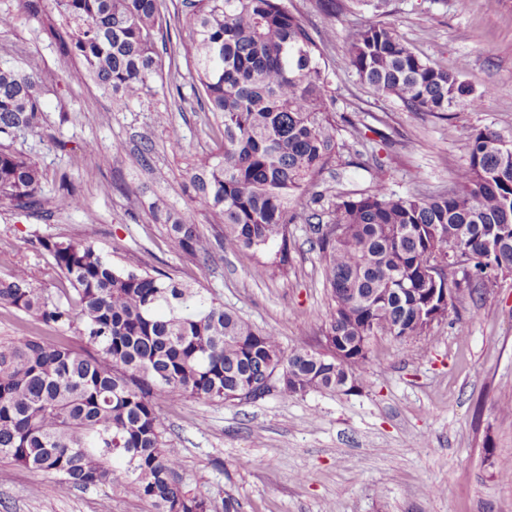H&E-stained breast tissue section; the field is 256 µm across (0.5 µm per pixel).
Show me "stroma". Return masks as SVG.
<instances>
[{"label": "stroma", "mask_w": 512, "mask_h": 512, "mask_svg": "<svg viewBox=\"0 0 512 512\" xmlns=\"http://www.w3.org/2000/svg\"><path fill=\"white\" fill-rule=\"evenodd\" d=\"M0 0L12 28L0 29V62L57 74L44 96L40 138L27 148L45 169V196L68 179L87 210L30 216L0 201V279L18 266L48 293L60 286L42 237L92 242L113 264L159 270L200 288L259 327H273L284 350L315 349L331 302L309 228L288 233L286 271L259 272L263 255L215 252L207 264L173 250L150 205L162 196L177 211L191 200L190 170L215 147L190 87L181 45L186 23L159 46L163 89L122 105L60 54L50 0ZM288 0L311 32L333 28L325 101L335 113L340 156L324 173L321 213L337 196L369 192L385 180L398 195L451 191L468 161L467 142L489 128L512 141V0ZM394 27L421 58L460 72L476 104L445 114L412 112L375 93L349 66L347 50L365 24ZM170 114L157 126L155 112ZM184 150L172 152L171 139ZM94 141L97 154L80 151ZM148 163H141L143 148ZM363 386L256 402L163 401L169 437L182 457L187 490L213 512L232 499L237 512H512V275L461 292L448 315L413 341L374 337ZM0 512H152L111 484L60 488L42 474L0 462Z\"/></svg>", "instance_id": "35a3bbf8"}]
</instances>
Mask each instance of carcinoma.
I'll use <instances>...</instances> for the list:
<instances>
[{"instance_id": "carcinoma-1", "label": "carcinoma", "mask_w": 512, "mask_h": 512, "mask_svg": "<svg viewBox=\"0 0 512 512\" xmlns=\"http://www.w3.org/2000/svg\"><path fill=\"white\" fill-rule=\"evenodd\" d=\"M75 58L104 92L125 103L157 92L156 51L168 25L161 0H50ZM173 16L190 28L185 57L192 89L216 150L190 182L191 207L152 211L171 247L206 260L224 251H287L288 229L305 224L321 254L332 304L323 336L340 354L285 352L278 332L257 327L198 288L160 272L115 267L94 245L39 240L60 278L56 298L22 267L0 280V307L29 318L26 336L0 338V459L47 474L58 487L117 481L152 512H212L182 486L181 456L168 438L166 399L235 402L234 393L273 373L284 400L344 392L365 371L370 338L424 335L426 288L460 290V264L447 259L437 282L430 259L458 255L482 283L512 273V144L490 129L471 134L457 189L405 196L377 181L371 192L339 195L327 218L299 206L322 197L320 177L342 144L327 111V38L314 37L286 0H180ZM348 64L376 93L411 112H446L475 102L460 74L420 58L394 28L368 24ZM48 71L0 65V200L29 215L83 209L64 187L42 195L45 173L14 143L39 134ZM208 214L222 230L200 231ZM317 223H312V220Z\"/></svg>"}]
</instances>
